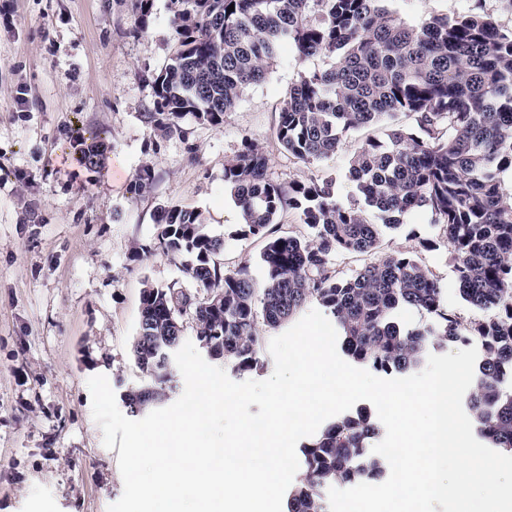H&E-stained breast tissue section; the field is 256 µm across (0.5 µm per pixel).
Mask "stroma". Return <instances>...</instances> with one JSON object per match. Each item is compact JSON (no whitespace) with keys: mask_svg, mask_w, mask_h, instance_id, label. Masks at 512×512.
<instances>
[{"mask_svg":"<svg viewBox=\"0 0 512 512\" xmlns=\"http://www.w3.org/2000/svg\"><path fill=\"white\" fill-rule=\"evenodd\" d=\"M471 0H393L417 23L456 16ZM170 0H152L140 25L132 0H0V512H107L123 492L118 450L92 417L90 377L114 392L137 382L131 352L145 283L184 281L183 259L155 248L157 208L201 210L225 240L224 264L260 268L264 239L239 236L243 222L224 183V162L251 139L277 182L328 178L342 203L356 194L349 160L384 126L349 134L335 156L299 162L277 143L278 112L322 56L299 60L284 44L265 80L249 87L214 127L186 118L183 135L149 131L147 77L169 60ZM111 150L103 169L76 166L89 132ZM153 178L137 186L139 173ZM432 212L407 213L384 230L379 254L413 252L436 276L463 327L488 318L465 303ZM153 246L134 261L132 243Z\"/></svg>","mask_w":512,"mask_h":512,"instance_id":"obj_1","label":"stroma"}]
</instances>
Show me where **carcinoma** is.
Instances as JSON below:
<instances>
[{"label":"carcinoma","instance_id":"1","mask_svg":"<svg viewBox=\"0 0 512 512\" xmlns=\"http://www.w3.org/2000/svg\"><path fill=\"white\" fill-rule=\"evenodd\" d=\"M388 2L171 0L172 52L151 76L153 110L141 113L151 131L181 135L188 116L223 125L286 41L300 57L332 64L288 89L276 128L285 152L310 164L335 155L350 131L382 124L386 132L351 160L363 209L340 202L328 179H270L269 158L253 142L224 162V183L243 215L240 234L266 240L259 278L247 263L224 265V238L208 232L202 212L157 210L159 247L185 257L188 285L148 282L141 292L131 344L140 380L124 395L131 414L173 390V371L157 364V352L185 337V315L215 362L241 374L265 366L258 325L284 326L315 300L334 318L343 353L377 371L406 373L447 344H476L466 406L491 447L512 452V197L503 181L512 173V28L475 10L411 24ZM105 150L92 136L85 165L97 167ZM419 207L443 229L461 298L493 311L489 319L462 329L432 271L406 253L338 275L333 256L377 253L383 229ZM288 211L308 234H275ZM400 307L436 321L403 328L393 319ZM381 435L366 407L328 423L302 445L304 475L288 489L287 512H329L326 488L378 478L384 462L368 447Z\"/></svg>","mask_w":512,"mask_h":512}]
</instances>
